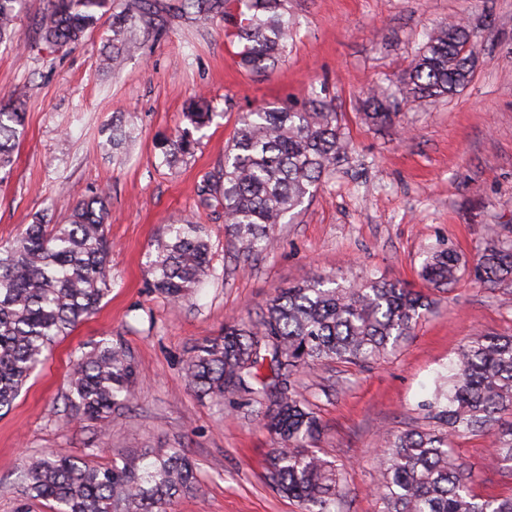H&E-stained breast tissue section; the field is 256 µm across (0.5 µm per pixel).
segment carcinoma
I'll return each mask as SVG.
<instances>
[{"label":"carcinoma","mask_w":512,"mask_h":512,"mask_svg":"<svg viewBox=\"0 0 512 512\" xmlns=\"http://www.w3.org/2000/svg\"><path fill=\"white\" fill-rule=\"evenodd\" d=\"M111 0H49L35 22L52 51L75 46L109 16L112 45L105 61L117 72L154 30L148 0L110 12ZM284 0H250L249 13L235 21L231 41L241 47L239 65L265 70L283 55L292 37ZM24 0H0V43L14 39ZM229 0H175L178 12L203 20L227 14ZM476 37L460 23H444L407 71L402 93L414 102L455 95L468 82ZM0 106V172L13 163L25 133L23 93ZM366 119L393 122L395 101L368 98ZM214 112L199 98L184 128L161 143L173 168L192 146L191 130L209 124ZM132 131L118 120L108 142L118 148ZM347 157L337 113L324 103L262 107L242 116L224 154L219 179H207L202 202L214 198L224 209L225 234L246 256L273 248L269 228L328 182ZM109 197L94 193L77 201L63 224L38 219L9 245L0 247V411L12 408L21 388L44 360V352L90 317L111 290ZM464 263L456 251L433 252L422 267L436 289L456 280ZM478 279L512 278V244L494 241L478 259ZM215 275L203 226L188 220L166 225V236L149 261L150 287L175 304L190 301L196 288ZM427 297L399 283L361 280L339 283L315 275L282 289L266 304L259 327L240 321L195 345L186 375L196 394L217 405L245 398L257 406L275 438L265 480L298 505L299 512H342L343 488L336 465L315 442L321 422L295 386L298 369L319 362L359 365L375 361L412 335L430 311ZM136 368L119 343L102 339L74 355L63 400L68 415L107 427L134 399ZM434 426L385 435L380 443L374 493L380 512H512L509 497L474 491L471 470L454 453L455 439H490L491 466L512 477V335L468 337L424 403ZM25 503L43 501L49 512H173L177 499L197 486L196 468L184 448H157L122 463L45 451L22 462Z\"/></svg>","instance_id":"1"}]
</instances>
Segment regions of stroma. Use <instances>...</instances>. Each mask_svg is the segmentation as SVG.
Wrapping results in <instances>:
<instances>
[{
	"label": "stroma",
	"instance_id": "35a3bbf8",
	"mask_svg": "<svg viewBox=\"0 0 512 512\" xmlns=\"http://www.w3.org/2000/svg\"><path fill=\"white\" fill-rule=\"evenodd\" d=\"M48 5L25 0L14 47L0 46V97L26 92L25 134L0 182V245L36 215L64 223L76 201L106 190L112 287L0 416V512H15L22 497L24 456L54 450L108 464L150 448L187 449L196 464L199 488L180 497L175 512H299L264 481L274 441L259 418L199 398L185 360L225 322L258 320L277 291L315 274L384 279L433 301L413 336L378 361L329 362L294 377L322 423L316 446L340 470L345 512H378L381 435L432 427L422 403L468 336L512 334V279L484 284L472 271L488 242H512V0H284L295 34L265 71L238 65L231 20L162 9L154 34L117 74L100 64L109 23L76 46L47 49L32 23ZM451 20L476 34L467 84L446 99L403 101L401 80L428 31ZM372 94L397 101L394 124L366 121ZM200 95L215 117L195 132L192 153L169 168L156 142L187 127ZM310 97L337 112L347 159L273 225L271 253L245 257L224 234L221 206L202 205L198 189L223 166L239 113ZM116 115L136 132L118 154L104 148L101 133ZM180 219L204 226L218 274L191 305L146 285L149 255L165 225ZM448 246L468 269L447 290L428 289L421 266ZM102 338L122 343L137 369L133 403L105 431L67 417L63 404L71 352ZM456 451L476 493L512 492V479L489 466L487 438L458 440Z\"/></svg>",
	"mask_w": 512,
	"mask_h": 512
}]
</instances>
